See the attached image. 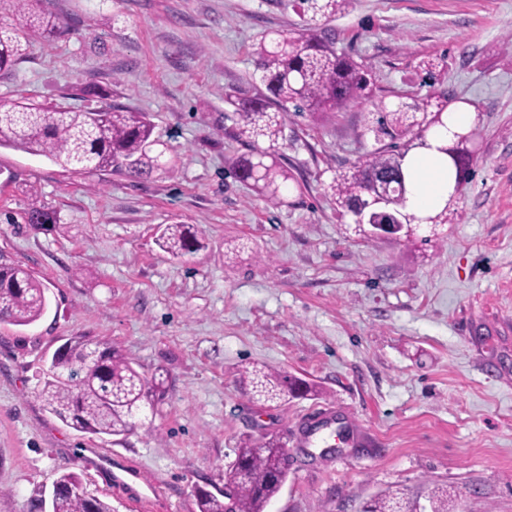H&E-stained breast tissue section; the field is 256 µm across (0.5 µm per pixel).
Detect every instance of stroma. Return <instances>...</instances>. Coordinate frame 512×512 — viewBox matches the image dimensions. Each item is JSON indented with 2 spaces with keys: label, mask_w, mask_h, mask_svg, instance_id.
<instances>
[{
  "label": "stroma",
  "mask_w": 512,
  "mask_h": 512,
  "mask_svg": "<svg viewBox=\"0 0 512 512\" xmlns=\"http://www.w3.org/2000/svg\"><path fill=\"white\" fill-rule=\"evenodd\" d=\"M34 4L65 31L0 71V100L147 113L168 164L80 176L0 147V260L49 300L30 326L0 322V512H35L63 472L115 512H197L196 489L223 487L234 448L265 434L290 462L268 512H360L396 489L425 508L438 485L455 512H512V0H351L318 22L389 102L426 95L431 59L475 114L452 222L410 243L364 235L336 206V174L376 147L363 105L289 113L280 152L297 184L281 202L230 173L248 147L224 96L265 94L254 52L302 28L293 0ZM34 201L54 227L22 223ZM174 222L203 233L184 261L157 244ZM74 336L167 372L152 426L101 440L43 408L42 373ZM254 362L319 396L259 408L238 374ZM322 409L346 437L334 451L303 443Z\"/></svg>",
  "instance_id": "1"
}]
</instances>
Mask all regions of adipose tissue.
Here are the masks:
<instances>
[{
    "instance_id": "obj_1",
    "label": "adipose tissue",
    "mask_w": 512,
    "mask_h": 512,
    "mask_svg": "<svg viewBox=\"0 0 512 512\" xmlns=\"http://www.w3.org/2000/svg\"><path fill=\"white\" fill-rule=\"evenodd\" d=\"M474 122L470 112H452L446 128L430 137V146L419 149L408 164V193L406 209L423 218L441 210L449 195L448 162L437 148L453 140L455 134L469 130Z\"/></svg>"
}]
</instances>
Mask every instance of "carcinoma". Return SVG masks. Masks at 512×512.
<instances>
[{
    "label": "carcinoma",
    "mask_w": 512,
    "mask_h": 512,
    "mask_svg": "<svg viewBox=\"0 0 512 512\" xmlns=\"http://www.w3.org/2000/svg\"><path fill=\"white\" fill-rule=\"evenodd\" d=\"M7 2L20 26H0V70L24 59L31 40L54 38L63 29L57 17L35 9L32 0ZM349 2L300 0L303 13L309 16L307 27L295 36L271 32L257 51L256 71L268 94L225 95L235 118L232 135L251 148L248 156L234 162L232 174L271 202H280L291 179L276 150L289 107L297 112H337L352 102L372 106L370 131L381 146L336 176L331 185L339 208L353 214L374 190L376 179L393 174L399 187L396 205L406 208L407 157L425 147L427 137L437 128L446 127L450 105L459 101L444 90L412 106L394 108L385 97L375 95L364 66L337 52L334 38L317 33L313 24L318 16H336ZM153 129L145 113L111 105L75 111L36 102H0V145L44 156L77 174L125 170L132 176L150 175L165 165V152H153L158 145L152 138ZM262 142L268 146H260ZM441 152L448 155L455 183L448 203L428 216L435 224L452 221L451 202L460 194L474 161L467 141L456 139ZM24 222L45 227L58 223V216L33 202L24 213ZM159 244L175 259L201 247L198 229L181 223L166 225ZM47 307L45 285L23 266L0 261L1 322L30 326ZM64 347L67 352H54L37 397L49 413L79 432L101 439L125 437L145 424L148 413L155 412L166 394V373L158 370L148 376L110 346L74 336ZM241 379L251 387L252 399L261 408L315 391L301 378L259 364L243 370ZM234 453L235 460L224 471V487L231 495L197 492L198 512H266L280 492L288 478V454L278 436L246 438ZM54 485L48 512H113L112 502L89 492L74 472L60 474ZM365 512H415V508L400 493L389 491L375 498Z\"/></svg>",
    "instance_id": "carcinoma-1"
}]
</instances>
